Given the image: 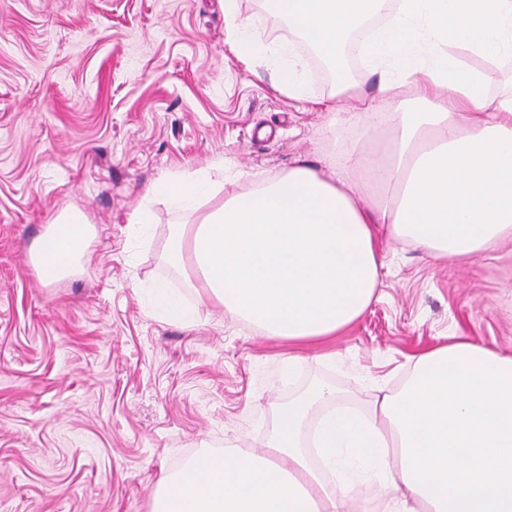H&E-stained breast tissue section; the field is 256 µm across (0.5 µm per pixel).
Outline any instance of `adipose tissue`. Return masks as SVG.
<instances>
[{
	"label": "adipose tissue",
	"instance_id": "adipose-tissue-1",
	"mask_svg": "<svg viewBox=\"0 0 512 512\" xmlns=\"http://www.w3.org/2000/svg\"><path fill=\"white\" fill-rule=\"evenodd\" d=\"M268 2L336 65L348 35L383 17L361 45L374 91L337 65L335 92L318 103L331 124L354 114L379 148L354 143L248 190L225 192L199 170L149 191L183 210L211 203L166 247L190 287L264 335L310 344L371 303L381 237L455 260L512 237V92L489 94L455 53L511 56L512 0ZM409 84L415 98L399 99ZM90 235L81 212L58 215L31 250L40 281L72 275ZM312 416L328 468L379 479L377 512H512V356L461 336L414 357L404 384L367 412L312 386L279 410L269 455L200 453L162 478L150 512H347L349 487L327 483L301 450Z\"/></svg>",
	"mask_w": 512,
	"mask_h": 512
}]
</instances>
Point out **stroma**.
<instances>
[{"instance_id":"stroma-1","label":"stroma","mask_w":512,"mask_h":512,"mask_svg":"<svg viewBox=\"0 0 512 512\" xmlns=\"http://www.w3.org/2000/svg\"><path fill=\"white\" fill-rule=\"evenodd\" d=\"M238 11L262 51L248 64L223 0H0V512H150L195 455L264 451L313 385L364 410L450 336L512 355V242L468 261L382 242L376 299L318 346L199 305L164 260L190 215L147 188L218 161L249 188L361 135L274 90L284 45L311 97L335 88L263 0ZM143 208L151 228L131 237ZM68 210L92 227L87 253L45 285L30 251ZM157 280L198 307L191 324L153 310Z\"/></svg>"}]
</instances>
